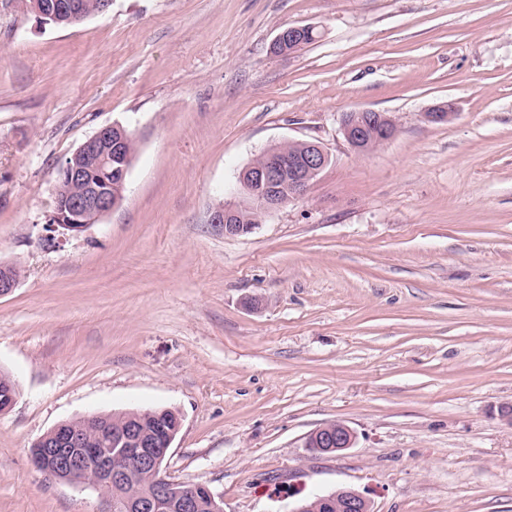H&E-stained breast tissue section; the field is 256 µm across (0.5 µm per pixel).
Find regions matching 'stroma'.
Wrapping results in <instances>:
<instances>
[{
  "label": "stroma",
  "mask_w": 512,
  "mask_h": 512,
  "mask_svg": "<svg viewBox=\"0 0 512 512\" xmlns=\"http://www.w3.org/2000/svg\"><path fill=\"white\" fill-rule=\"evenodd\" d=\"M304 24L315 42L271 53ZM360 108L398 126L365 155L341 133ZM113 123L136 140L121 203L48 241L59 167ZM285 141L328 165L224 237L211 210ZM0 262V512H101L32 445L154 409L182 418L171 477L224 512L341 487L372 512H512V0H112L66 28L0 0ZM336 420L353 448H306Z\"/></svg>",
  "instance_id": "1"
}]
</instances>
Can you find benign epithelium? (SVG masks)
<instances>
[{"instance_id":"1","label":"benign epithelium","mask_w":512,"mask_h":512,"mask_svg":"<svg viewBox=\"0 0 512 512\" xmlns=\"http://www.w3.org/2000/svg\"><path fill=\"white\" fill-rule=\"evenodd\" d=\"M34 12L43 24L67 21L77 24L85 19L84 5L79 0H42L35 4ZM453 115V104L439 105L424 113L430 123H444ZM381 126L382 141L394 136L392 117L373 109H359L345 114L341 131L350 147L358 152L367 135V122ZM131 133L116 123L101 127L84 141L67 158L57 172V187L68 192V203L56 207L49 218L47 230L51 240L62 241L68 236L83 232L110 213L120 198L90 179L88 172L95 166L112 164V159L124 155ZM307 151L298 160H286L268 153L261 167L249 165L239 174V183L247 188L249 180L265 183L270 192L246 195L247 208L269 215L288 200L304 197L322 170L329 156L317 143H306ZM237 206L227 205L213 210L210 223L221 227L224 236L237 237L250 232L255 225L236 223ZM19 282L18 271L8 265L0 266V297L11 294ZM6 391L0 399V412L4 413L15 403L18 386L12 378L5 379ZM181 418L175 416L174 424L165 430L163 440L141 428L140 416L132 412L123 417L117 427L98 426L99 439L110 444L108 448H89L88 438L74 424L62 423L36 441L30 451L33 466L53 478L92 487L98 490L106 509L103 512H190L197 507L199 490L206 491L212 512H224L222 501L204 484H186L172 480L165 460L171 445L181 429ZM356 443L355 432L341 421H331L312 431L306 447L318 453L343 452ZM148 475L149 483L142 491L134 478ZM129 488L123 498H112L113 486ZM333 508L336 512H371V502L363 493L339 488L318 494L313 502L301 501L292 512H315V507Z\"/></svg>"}]
</instances>
